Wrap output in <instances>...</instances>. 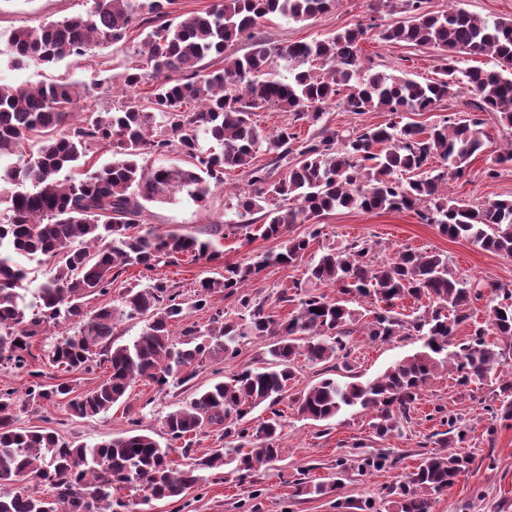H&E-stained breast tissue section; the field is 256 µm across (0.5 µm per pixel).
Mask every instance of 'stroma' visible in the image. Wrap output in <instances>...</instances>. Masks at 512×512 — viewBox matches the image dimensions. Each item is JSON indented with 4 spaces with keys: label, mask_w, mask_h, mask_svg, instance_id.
<instances>
[{
    "label": "stroma",
    "mask_w": 512,
    "mask_h": 512,
    "mask_svg": "<svg viewBox=\"0 0 512 512\" xmlns=\"http://www.w3.org/2000/svg\"><path fill=\"white\" fill-rule=\"evenodd\" d=\"M91 6V0H0V40H6L16 27L38 26L82 14ZM392 20L379 0H341L331 11L301 23L270 17L264 21L261 34L269 43L285 46L320 39L358 23L373 21L385 25ZM144 36L142 27H133L117 43L82 57L66 58L49 68H17L8 57L1 56L0 85L16 88L39 81H60L91 87L90 99L99 108L120 105L125 96L115 86L126 68L136 65V51ZM361 48L374 70L403 74L422 83L437 78L441 66L438 52L429 47L389 43L373 36ZM485 131L484 150L472 162L469 177L449 181L445 186L449 198L476 205L512 197V165H504L497 178L482 175L486 163L499 153L506 139L512 137V131L491 113L485 116ZM224 181L225 188L214 189L205 205H197L179 193L170 202L149 207L152 224L187 234L196 235L225 222L249 226L247 232L229 233L217 239V254L212 259L185 260L155 270V277L167 280L188 300L193 299L201 279L223 276L226 266L248 265L257 256L283 247L281 240L262 236L264 211L245 214L238 208L237 192L248 189L242 175L235 171L225 176ZM320 228V236L312 239L301 260L267 267L248 284L249 293L279 318H287L292 311L291 304L279 302V295L293 293L295 284L306 283L307 270L323 249L340 247L358 238L376 242V259L380 262L405 249L438 251L447 255L456 277L480 279L512 289V258L482 250L465 240L448 238L438 225L421 223L412 211L339 208L323 217ZM67 331L64 324L40 329L32 342L31 367L42 371L45 385L66 381L76 392L91 390L108 376V365L89 373L66 372L51 364L46 356L50 344ZM351 342L349 370L335 372L336 379L341 381L372 379L422 345L415 335L374 341L359 331L353 334ZM270 343L267 337H247L236 357L206 360L195 377L181 387L161 392L148 382H135L125 403L93 418L72 416L66 401L55 398L20 411L17 425L48 427L62 438L93 445L125 435L131 419L136 418L145 433L162 442L166 439L164 417L169 411L188 401L195 390L229 380L243 370L264 366ZM493 400L491 387L473 384L464 388L458 386L454 374L440 373L426 385L409 422L403 424L400 432L382 440L374 432L371 415L363 411H346L329 423L314 422L298 416L290 399H286L279 405L281 456L273 465L257 467L243 480L236 472L225 471L223 478L209 480L202 489L181 500L141 502L134 512H337V503L345 500H370L377 512H394L395 506L387 495L389 487L403 481L421 457L440 450L436 434L442 425L432 415L437 406L456 415L467 426L464 447L474 462L454 485L432 495L431 512H512V426L498 427L495 436H487L489 417L485 407ZM379 452L395 457L396 465L367 473L353 468L344 476H337L338 459ZM302 481L324 483L331 490L319 497L296 495L295 485Z\"/></svg>",
    "instance_id": "1"
}]
</instances>
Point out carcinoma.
I'll list each match as a JSON object with an SVG mask.
<instances>
[{
    "mask_svg": "<svg viewBox=\"0 0 512 512\" xmlns=\"http://www.w3.org/2000/svg\"><path fill=\"white\" fill-rule=\"evenodd\" d=\"M336 2L217 0L208 10L170 19L175 0H93L83 15L9 33L0 55L18 68H48L118 42L136 24L156 23L138 47L141 65L119 76L128 95L114 110H90L75 121L81 92L71 84L0 87V160L17 158L0 163V214H8L0 222V362L31 376L22 398L0 389V512H132L131 503L115 492L132 488L155 500L182 499L227 465L243 476L257 464L278 461L282 425L276 405L295 378V356L314 364L341 360L349 369L350 336L360 322L365 335L382 341L410 327L424 337L422 348L372 380L321 379L293 399L299 415L329 422L359 408L373 414L375 434L385 440L410 419L426 383L450 369L461 385L496 386L500 405L487 411L494 422L512 421V380L499 376L506 352L512 351V290L492 288L487 319L472 326L466 341L450 346V338L470 319L471 303L484 297L486 284L455 278L448 256L439 252L408 250L377 263L369 240L329 247L311 264L308 280L335 287L336 297L309 290L284 294L280 300L295 307L288 319L278 320L245 286L270 265L302 258L320 234L316 227L307 238H288L282 252L266 253L245 267H227L221 278L202 279L190 304L167 281L154 278L143 288L125 289L119 309L83 312L82 299L108 294L126 267L152 272L184 256L214 255L209 238L150 224L147 204L178 192L203 203L224 186L227 170L241 172L250 187L238 197L244 211L262 209L269 196L287 201L265 213L266 238H280L291 225L309 224L338 208L405 209L451 238L512 257V198L473 205L439 193L448 181L469 176L471 162L483 152L485 114L495 112L512 127V19L490 21L462 8L434 12L427 0H386L400 17L381 29L358 23L323 39L281 47L258 37L272 15L306 21ZM373 30L386 42L435 48L442 61L440 77L422 84L365 67L361 43ZM239 40L250 41L249 51L228 55ZM488 53L499 69L472 68L467 84L460 86L459 56ZM207 58L214 68L198 66ZM281 67L288 75L280 73ZM148 75L156 85L140 96L136 91ZM332 101L355 115L388 112L392 120L340 130L323 121ZM444 101L462 110L432 126L398 121L405 112H430ZM267 110L288 112L291 122L267 133L256 120ZM299 122L318 123L320 129L302 139ZM201 131L219 151L200 146ZM32 140L39 142L35 152ZM94 146L108 150L112 160L92 163ZM261 150L272 155L265 164L256 162ZM173 151L186 157L187 165H147L148 159ZM506 163L512 164V143L484 169L485 177L497 178L498 167ZM18 256L59 258L30 305L20 293L28 272ZM216 293L236 297L249 317L247 329L217 310L207 329L188 325L183 339L174 338L172 326L183 320L187 307L205 309ZM358 296L374 298L379 307L366 313L352 307ZM410 298L428 303L407 322L395 307ZM146 315L132 342L116 343L113 329L121 319ZM51 323L75 325L73 333L52 344L51 363L67 372L109 364L110 374L92 390L77 394L67 382L48 389L39 381L41 372L29 369L31 338ZM249 336L275 338L266 365L198 391L168 412L164 445L135 430L88 447L50 429L14 427L17 408L53 396L69 398L71 414L86 418L108 412L138 380L161 391L183 386L204 361L236 356L240 341ZM261 405L270 416L253 426L249 415ZM441 423L448 429L437 444L450 451L422 457L389 489L400 498L401 512H430L428 496L447 489L472 465V456L460 450L465 433L458 417ZM206 426L220 427L237 445L191 458L184 468L176 465L172 444L184 442L181 454L190 458L187 437ZM393 463L380 452L360 458L357 468L366 472ZM28 479L48 486L53 496L8 490Z\"/></svg>",
    "mask_w": 512,
    "mask_h": 512,
    "instance_id": "carcinoma-1",
    "label": "carcinoma"
}]
</instances>
